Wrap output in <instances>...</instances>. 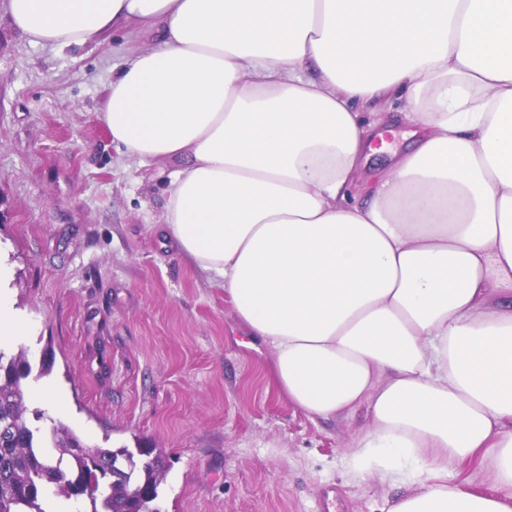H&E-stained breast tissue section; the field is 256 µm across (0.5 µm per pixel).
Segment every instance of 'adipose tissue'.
Returning <instances> with one entry per match:
<instances>
[{
  "label": "adipose tissue",
  "mask_w": 512,
  "mask_h": 512,
  "mask_svg": "<svg viewBox=\"0 0 512 512\" xmlns=\"http://www.w3.org/2000/svg\"><path fill=\"white\" fill-rule=\"evenodd\" d=\"M59 50L114 31L102 120L176 159L165 231L271 347L310 418L364 410L352 457L390 512H512V0H6ZM401 101L375 167L364 108ZM486 464L501 493L448 481Z\"/></svg>",
  "instance_id": "ef3b65f1"
}]
</instances>
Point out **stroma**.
<instances>
[{
	"label": "stroma",
	"mask_w": 512,
	"mask_h": 512,
	"mask_svg": "<svg viewBox=\"0 0 512 512\" xmlns=\"http://www.w3.org/2000/svg\"><path fill=\"white\" fill-rule=\"evenodd\" d=\"M35 45L0 11V267L27 321L0 341L51 372L40 427L167 461L158 512H388L400 488L354 467L363 411L313 420L280 395L271 349L163 231L179 163L145 165L101 119L113 59L152 47Z\"/></svg>",
	"instance_id": "35a3bbf8"
}]
</instances>
